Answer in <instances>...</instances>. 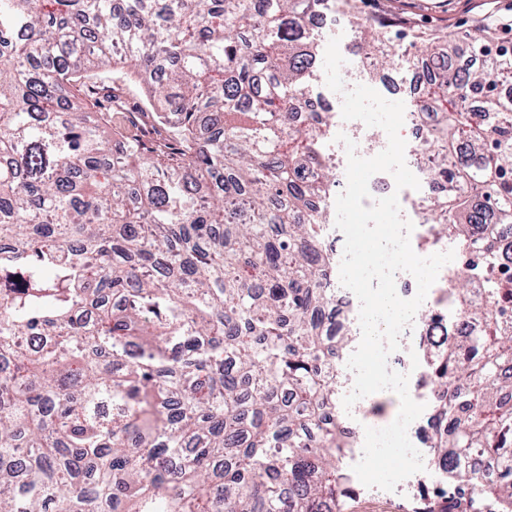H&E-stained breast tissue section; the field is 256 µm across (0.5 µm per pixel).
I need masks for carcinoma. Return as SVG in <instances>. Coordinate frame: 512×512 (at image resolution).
Instances as JSON below:
<instances>
[{
  "instance_id": "1",
  "label": "carcinoma",
  "mask_w": 512,
  "mask_h": 512,
  "mask_svg": "<svg viewBox=\"0 0 512 512\" xmlns=\"http://www.w3.org/2000/svg\"><path fill=\"white\" fill-rule=\"evenodd\" d=\"M327 2L0 0V512H338L352 495L328 115L307 84ZM362 27L384 66L400 32ZM470 43L490 68L438 54L416 152L457 186L432 202L434 239L487 244L437 297L478 332L418 344L447 487L410 512H512V288L486 276L512 229V48ZM119 64L132 103L112 95ZM339 240L340 239L336 240V235L324 238V249L336 258L335 270L332 277L334 288H336V293H338L336 294V336H342L346 331L353 330L352 326L349 325V316L355 311L357 312V319L359 315V309L356 304H354L347 296L339 295L345 292H350L353 297H356L353 292L344 288L340 283V264L343 256L336 257L337 242Z\"/></svg>"
}]
</instances>
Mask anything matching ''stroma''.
Masks as SVG:
<instances>
[{
	"label": "stroma",
	"instance_id": "1",
	"mask_svg": "<svg viewBox=\"0 0 512 512\" xmlns=\"http://www.w3.org/2000/svg\"><path fill=\"white\" fill-rule=\"evenodd\" d=\"M351 8L334 4L328 0L320 7L324 26L314 28L313 42L317 56H324L332 37H339L340 52L346 65L350 66L358 83L369 86L390 101L411 103L414 99L413 79L415 61L424 51L412 44L411 37L394 41L389 48L387 63L374 69L363 65L358 51L361 33L354 20L355 14H363L371 20L385 22L407 21L415 28L437 29L447 32L453 48L469 47V37L478 28V18H486V30H493V20L501 10L512 8V0H351ZM312 91L320 100L331 103V127L324 141V148L336 162V181L345 183L346 149L337 136L346 122L341 115L342 100L325 84L323 66H316L312 75ZM400 401L389 394L372 396L363 406L345 411L337 407L336 413L345 427L352 431H363L364 427L391 422L397 417ZM442 476L434 468L410 476L397 485L395 490L365 487L354 482V495L346 502V512H406L419 487L436 488Z\"/></svg>",
	"mask_w": 512,
	"mask_h": 512
}]
</instances>
